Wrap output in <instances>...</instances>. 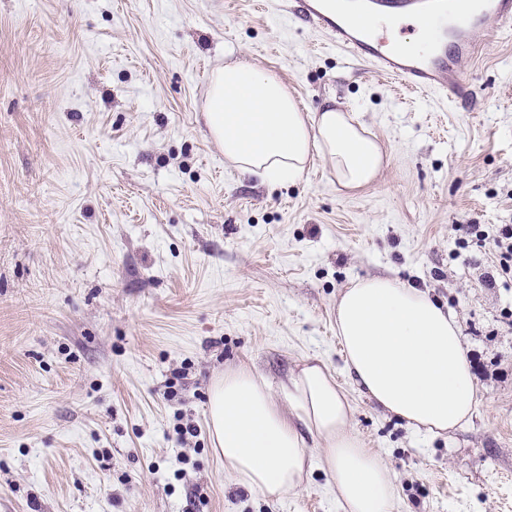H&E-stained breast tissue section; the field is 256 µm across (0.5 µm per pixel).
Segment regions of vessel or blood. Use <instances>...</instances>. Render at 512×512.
Instances as JSON below:
<instances>
[{
    "mask_svg": "<svg viewBox=\"0 0 512 512\" xmlns=\"http://www.w3.org/2000/svg\"><path fill=\"white\" fill-rule=\"evenodd\" d=\"M266 10L325 35L350 60L400 87L450 103L465 97V66L485 38L512 30V0H267ZM409 26L418 43L398 48L395 38Z\"/></svg>",
    "mask_w": 512,
    "mask_h": 512,
    "instance_id": "obj_1",
    "label": "vessel or blood"
}]
</instances>
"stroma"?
Returning a JSON list of instances; mask_svg holds the SVG:
<instances>
[{"label": "stroma", "mask_w": 512, "mask_h": 512, "mask_svg": "<svg viewBox=\"0 0 512 512\" xmlns=\"http://www.w3.org/2000/svg\"><path fill=\"white\" fill-rule=\"evenodd\" d=\"M241 57L302 106L358 113L386 155L377 179L348 192L316 160L273 184L225 160L203 105ZM468 69L450 106L258 0H0V512H341L317 445L270 496L209 436L225 371L262 377L290 418L314 360L394 512H512V283L484 284L512 225V33ZM371 276L455 315L482 366L462 428L418 432L347 375L336 303Z\"/></svg>", "instance_id": "35a3bbf8"}]
</instances>
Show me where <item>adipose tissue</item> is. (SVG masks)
Returning <instances> with one entry per match:
<instances>
[{
	"label": "adipose tissue",
	"instance_id": "obj_1",
	"mask_svg": "<svg viewBox=\"0 0 512 512\" xmlns=\"http://www.w3.org/2000/svg\"><path fill=\"white\" fill-rule=\"evenodd\" d=\"M205 120L225 159L272 183L302 180L314 156L348 191L372 183L385 166L379 141L355 114L330 103L300 109L275 75L243 59L212 70ZM336 335L349 377L383 410L428 434L451 433L469 421L479 395L457 321L423 291L391 278L351 283L336 306ZM288 400L296 410L292 420L248 370L227 371L214 382L211 440L225 470L249 489L287 493L306 470L309 435L323 447L343 512H394L395 485L350 429L352 408L331 369L306 363Z\"/></svg>",
	"mask_w": 512,
	"mask_h": 512
}]
</instances>
